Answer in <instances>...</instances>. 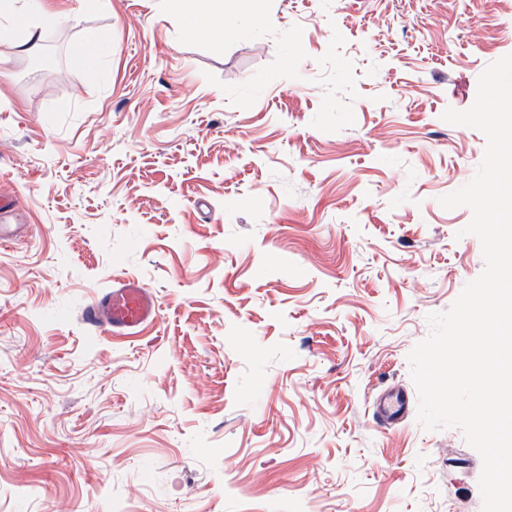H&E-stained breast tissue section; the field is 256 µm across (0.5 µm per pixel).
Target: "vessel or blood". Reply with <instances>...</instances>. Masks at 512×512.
<instances>
[{
  "label": "vessel or blood",
  "instance_id": "obj_1",
  "mask_svg": "<svg viewBox=\"0 0 512 512\" xmlns=\"http://www.w3.org/2000/svg\"><path fill=\"white\" fill-rule=\"evenodd\" d=\"M160 306L154 292L137 278L114 281L95 293L82 312V319L95 333L106 336H133L158 321ZM410 412L404 391L392 390L375 404L377 424L392 427L402 423Z\"/></svg>",
  "mask_w": 512,
  "mask_h": 512
}]
</instances>
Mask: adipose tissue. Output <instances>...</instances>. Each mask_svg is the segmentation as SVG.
<instances>
[{
    "label": "adipose tissue",
    "instance_id": "obj_1",
    "mask_svg": "<svg viewBox=\"0 0 512 512\" xmlns=\"http://www.w3.org/2000/svg\"><path fill=\"white\" fill-rule=\"evenodd\" d=\"M17 0H0V40L12 44L17 54L36 51L44 30L55 24L60 13L54 0H27L25 8H17ZM190 21L186 36L209 33L216 44L224 42V11L232 9L251 14L253 0H186Z\"/></svg>",
    "mask_w": 512,
    "mask_h": 512
}]
</instances>
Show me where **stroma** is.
<instances>
[{"mask_svg":"<svg viewBox=\"0 0 512 512\" xmlns=\"http://www.w3.org/2000/svg\"><path fill=\"white\" fill-rule=\"evenodd\" d=\"M0 41V512H482L479 453L376 394L483 272L443 121L512 54V0H258L224 43L181 0ZM94 42L88 59L79 45ZM132 276L160 320L90 334ZM410 412L409 399L404 391L392 390L379 397L375 404L374 419L383 427L402 423Z\"/></svg>","mask_w":512,"mask_h":512,"instance_id":"35a3bbf8","label":"stroma"}]
</instances>
